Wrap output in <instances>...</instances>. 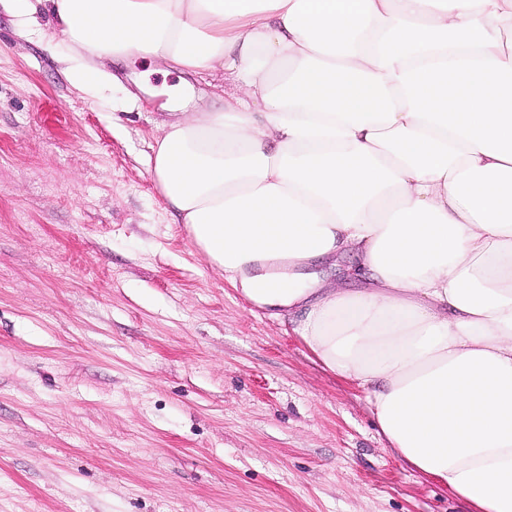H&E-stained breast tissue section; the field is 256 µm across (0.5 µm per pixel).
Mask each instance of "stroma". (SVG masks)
<instances>
[{"label":"stroma","instance_id":"35a3bbf8","mask_svg":"<svg viewBox=\"0 0 512 512\" xmlns=\"http://www.w3.org/2000/svg\"><path fill=\"white\" fill-rule=\"evenodd\" d=\"M0 0V512H471L229 287L148 158L177 73L101 103Z\"/></svg>","mask_w":512,"mask_h":512}]
</instances>
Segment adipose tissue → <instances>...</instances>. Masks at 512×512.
<instances>
[{
  "label": "adipose tissue",
  "mask_w": 512,
  "mask_h": 512,
  "mask_svg": "<svg viewBox=\"0 0 512 512\" xmlns=\"http://www.w3.org/2000/svg\"><path fill=\"white\" fill-rule=\"evenodd\" d=\"M97 96L113 63L220 70L150 173L252 309L370 392L380 435L512 512V0H17Z\"/></svg>",
  "instance_id": "1"
}]
</instances>
